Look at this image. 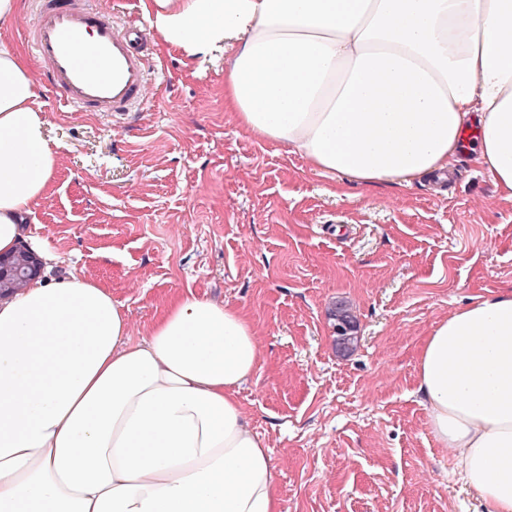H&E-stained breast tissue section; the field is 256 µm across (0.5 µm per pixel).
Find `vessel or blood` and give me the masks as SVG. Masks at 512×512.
I'll return each instance as SVG.
<instances>
[{"label": "vessel or blood", "mask_w": 512, "mask_h": 512, "mask_svg": "<svg viewBox=\"0 0 512 512\" xmlns=\"http://www.w3.org/2000/svg\"><path fill=\"white\" fill-rule=\"evenodd\" d=\"M21 37L57 105L125 116L143 101L154 36L99 0H32Z\"/></svg>", "instance_id": "vessel-or-blood-1"}]
</instances>
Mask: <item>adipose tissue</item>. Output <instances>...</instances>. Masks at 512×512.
<instances>
[{
	"label": "adipose tissue",
	"mask_w": 512,
	"mask_h": 512,
	"mask_svg": "<svg viewBox=\"0 0 512 512\" xmlns=\"http://www.w3.org/2000/svg\"><path fill=\"white\" fill-rule=\"evenodd\" d=\"M164 42L233 51L224 107L314 170L408 188L466 131L512 201V0H152ZM18 51L0 48V253L56 155ZM249 319L193 294L133 339L97 282L40 277L0 299V512H281L236 399ZM416 393L490 512H512V290L434 324Z\"/></svg>",
	"instance_id": "adipose-tissue-1"
}]
</instances>
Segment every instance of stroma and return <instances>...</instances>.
Wrapping results in <instances>:
<instances>
[{"mask_svg":"<svg viewBox=\"0 0 512 512\" xmlns=\"http://www.w3.org/2000/svg\"><path fill=\"white\" fill-rule=\"evenodd\" d=\"M126 117L53 110L56 168L26 216L56 254L145 336L178 293L240 309L261 357L238 390L272 456L282 512H488L433 438L415 395L431 327L512 290V202L460 152L452 185L352 186L244 129L224 110L231 54L158 42ZM345 302L358 342L336 350Z\"/></svg>","mask_w":512,"mask_h":512,"instance_id":"1","label":"stroma"}]
</instances>
